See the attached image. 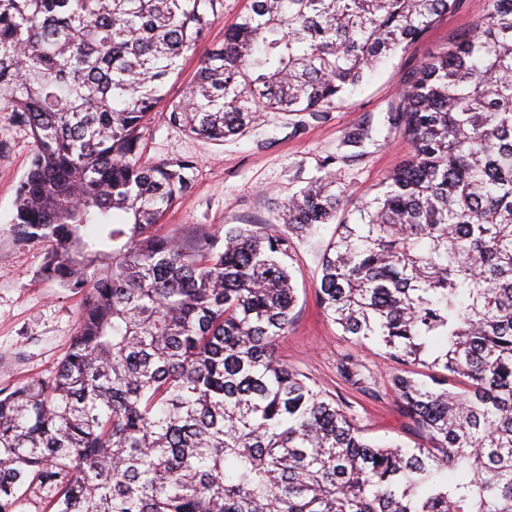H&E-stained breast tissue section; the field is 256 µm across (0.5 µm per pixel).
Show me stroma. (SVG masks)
Instances as JSON below:
<instances>
[{"mask_svg": "<svg viewBox=\"0 0 512 512\" xmlns=\"http://www.w3.org/2000/svg\"><path fill=\"white\" fill-rule=\"evenodd\" d=\"M247 0H224L196 52L182 61L166 85L168 99H180L193 82L201 56L224 41L225 29L244 11ZM487 0H458L448 14L407 51L384 62L347 100L320 120L280 112L264 113L260 125L224 142L198 138L154 113L142 130L146 160L193 163L192 186L163 215L164 230L190 239L223 234L225 225L261 224L279 231L277 212L288 196L332 168L347 185L350 207L379 191L393 170L409 156L399 132L387 131V113L421 61L446 48L486 12ZM371 121L377 133L361 146H342L354 125ZM35 142L29 126L0 108V389H11L54 375L77 331L79 295L42 280L46 248L17 244L10 233L16 189L30 167ZM333 229L295 241L286 263L297 288L295 319L277 346V356L319 389L346 405L364 436L377 443L414 446L411 421L390 389L392 368L381 349L343 335L318 304L322 254ZM360 366V384L339 374L343 358Z\"/></svg>", "mask_w": 512, "mask_h": 512, "instance_id": "stroma-1", "label": "stroma"}]
</instances>
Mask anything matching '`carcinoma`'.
<instances>
[{
    "label": "carcinoma",
    "instance_id": "carcinoma-1",
    "mask_svg": "<svg viewBox=\"0 0 512 512\" xmlns=\"http://www.w3.org/2000/svg\"><path fill=\"white\" fill-rule=\"evenodd\" d=\"M457 2L249 0L165 117L214 141L263 112L318 120ZM223 9L0 0V106L35 141L11 232L82 296L55 375L0 389V512L34 483L54 512H512V0L414 69L387 116L410 156L355 219L328 170L281 203L280 235L185 240L160 220L192 162L143 161L140 129ZM331 223L319 305L395 366L411 448L368 441L275 355L291 239Z\"/></svg>",
    "mask_w": 512,
    "mask_h": 512
}]
</instances>
